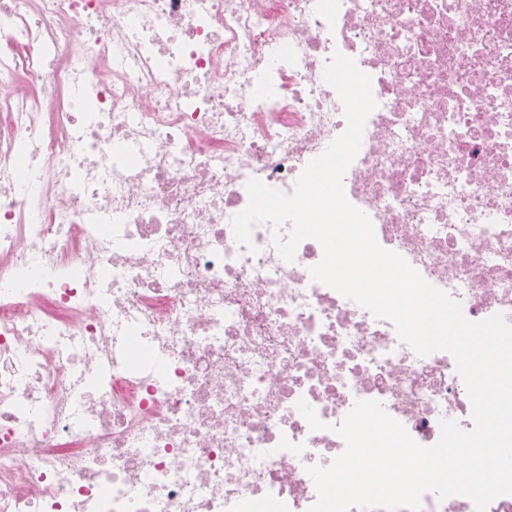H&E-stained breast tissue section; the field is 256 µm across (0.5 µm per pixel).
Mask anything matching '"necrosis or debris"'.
Returning a JSON list of instances; mask_svg holds the SVG:
<instances>
[{
  "label": "necrosis or debris",
  "instance_id": "1",
  "mask_svg": "<svg viewBox=\"0 0 512 512\" xmlns=\"http://www.w3.org/2000/svg\"><path fill=\"white\" fill-rule=\"evenodd\" d=\"M337 52L377 102L348 200L512 324V0H0V512H308L356 401L472 428L453 356L312 281L316 240L234 238L249 179L345 131Z\"/></svg>",
  "mask_w": 512,
  "mask_h": 512
}]
</instances>
